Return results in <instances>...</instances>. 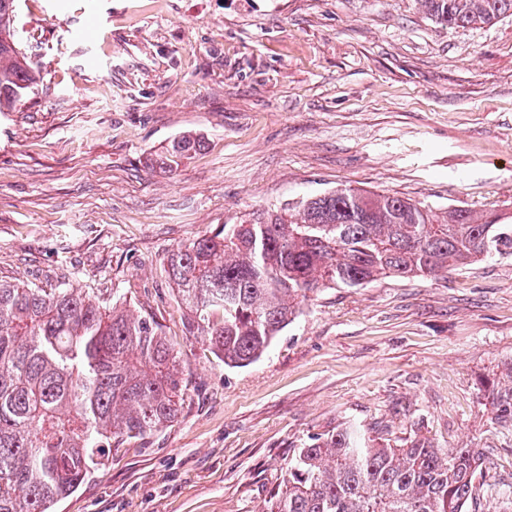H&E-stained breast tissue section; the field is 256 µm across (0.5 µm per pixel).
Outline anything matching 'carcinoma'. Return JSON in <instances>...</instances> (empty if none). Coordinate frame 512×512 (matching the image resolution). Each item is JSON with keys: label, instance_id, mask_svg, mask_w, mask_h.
Returning <instances> with one entry per match:
<instances>
[{"label": "carcinoma", "instance_id": "cac0c4a2", "mask_svg": "<svg viewBox=\"0 0 512 512\" xmlns=\"http://www.w3.org/2000/svg\"><path fill=\"white\" fill-rule=\"evenodd\" d=\"M449 28L512 16V0H418ZM16 0H0V112L31 100L41 76L7 37ZM204 147L185 133L146 164L172 171ZM512 255V224L466 206L443 212L394 194L338 188L303 197L169 251L168 278L186 333L224 365L257 361L320 288L381 278H435ZM179 359L147 317L83 288L0 280V512H55L112 453L173 423ZM495 419L512 426V382L486 386ZM482 453L416 435L375 448L346 425L298 450L267 512H469Z\"/></svg>", "mask_w": 512, "mask_h": 512}]
</instances>
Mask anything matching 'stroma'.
<instances>
[{
	"mask_svg": "<svg viewBox=\"0 0 512 512\" xmlns=\"http://www.w3.org/2000/svg\"><path fill=\"white\" fill-rule=\"evenodd\" d=\"M37 96L0 112V279L149 315L180 356L174 423L124 441L56 512H265L298 449L348 423L485 455L470 512H512V256L311 294L256 362L185 333L177 245L351 186L512 214V17L417 0H18ZM192 132L171 173L146 159ZM435 22L448 28L490 24L512 16V0H417ZM509 378L508 385L503 386L500 381H493L485 389L493 406L495 419L503 426H512V367Z\"/></svg>",
	"mask_w": 512,
	"mask_h": 512,
	"instance_id": "35a3bbf8",
	"label": "stroma"
}]
</instances>
